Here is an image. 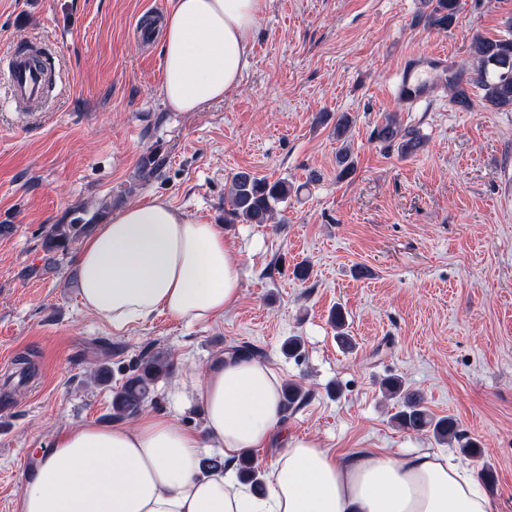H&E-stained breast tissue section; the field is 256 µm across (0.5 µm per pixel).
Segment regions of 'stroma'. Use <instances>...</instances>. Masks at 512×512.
I'll list each match as a JSON object with an SVG mask.
<instances>
[{"mask_svg":"<svg viewBox=\"0 0 512 512\" xmlns=\"http://www.w3.org/2000/svg\"><path fill=\"white\" fill-rule=\"evenodd\" d=\"M169 7L0 0V58L33 45L54 75L35 110L7 105L0 75V224L16 227L0 238V512H18L26 465L55 431L112 422V395L145 351L202 364L243 347L302 387L289 432L338 452L436 448L395 423L381 384L402 380L478 444L477 458L446 450L473 473L490 467L489 494L512 512V112L457 110L444 85L415 106L395 93L407 57L442 51L457 70L472 33L501 35L512 0H460L445 33L419 22L421 0H268L239 89L198 112L163 103L160 33L144 21ZM344 112L355 166L341 179ZM389 113L425 135L423 151L372 139ZM154 154L162 164L144 174ZM242 170L298 186L285 224L225 223ZM158 195L223 225L242 295L207 323L160 314L116 332L79 300L76 251L46 268L43 233ZM30 267L39 275L24 277ZM336 309L351 347L336 340ZM100 367L108 381L94 380Z\"/></svg>","mask_w":512,"mask_h":512,"instance_id":"35a3bbf8","label":"stroma"}]
</instances>
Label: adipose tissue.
I'll return each mask as SVG.
<instances>
[{
	"label": "adipose tissue",
	"mask_w": 512,
	"mask_h": 512,
	"mask_svg": "<svg viewBox=\"0 0 512 512\" xmlns=\"http://www.w3.org/2000/svg\"><path fill=\"white\" fill-rule=\"evenodd\" d=\"M266 8L267 0H171L159 24L161 94L171 111H200L240 86ZM78 266L82 305L118 332L158 314L205 322L242 293L240 257L223 225L162 196L97 225ZM282 385L268 363L238 353L179 370V398L201 409L203 430L151 412L132 424L63 428L25 481L19 512H499L446 454L339 455L282 433ZM277 438L282 449L263 466L265 491L255 494L238 480V460ZM208 448L222 454L223 467L202 469Z\"/></svg>",
	"instance_id": "obj_1"
}]
</instances>
